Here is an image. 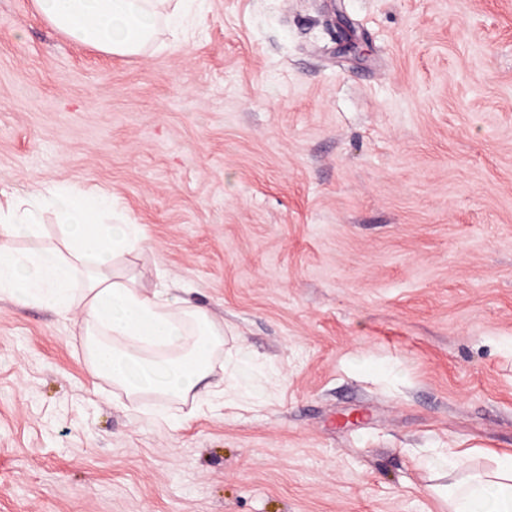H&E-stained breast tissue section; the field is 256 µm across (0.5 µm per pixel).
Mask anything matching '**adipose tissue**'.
I'll return each mask as SVG.
<instances>
[{
	"label": "adipose tissue",
	"mask_w": 512,
	"mask_h": 512,
	"mask_svg": "<svg viewBox=\"0 0 512 512\" xmlns=\"http://www.w3.org/2000/svg\"><path fill=\"white\" fill-rule=\"evenodd\" d=\"M162 0H35L71 39L120 55L139 54L154 38ZM110 194L59 186L22 199L0 188V298L34 303L66 317L81 310L91 372L112 381L137 411L136 398L199 399L223 346L224 329L205 308L167 285L144 288L127 256L141 250L139 225L110 223ZM60 235L42 245L44 212ZM23 237L32 248L16 249ZM448 512H512V454L485 475L451 484Z\"/></svg>",
	"instance_id": "ef3b65f1"
}]
</instances>
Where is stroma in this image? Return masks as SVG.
Returning a JSON list of instances; mask_svg holds the SVG:
<instances>
[{
    "mask_svg": "<svg viewBox=\"0 0 512 512\" xmlns=\"http://www.w3.org/2000/svg\"><path fill=\"white\" fill-rule=\"evenodd\" d=\"M138 55L0 0V188L105 191L224 326L171 426L0 299V512H445L512 453V0H191ZM251 398L218 397L229 360Z\"/></svg>",
    "mask_w": 512,
    "mask_h": 512,
    "instance_id": "obj_1",
    "label": "stroma"
}]
</instances>
